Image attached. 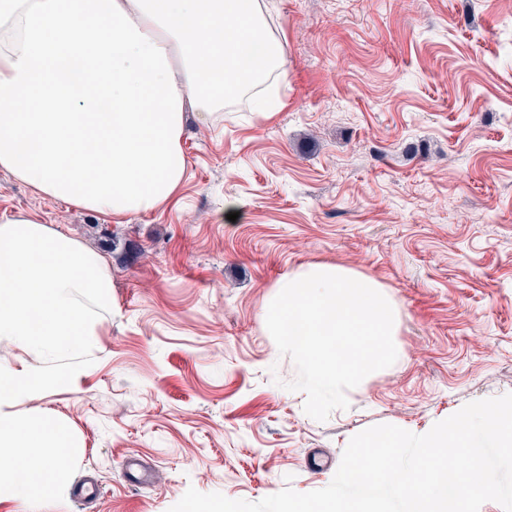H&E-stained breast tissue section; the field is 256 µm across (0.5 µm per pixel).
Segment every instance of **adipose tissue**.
Listing matches in <instances>:
<instances>
[{"label":"adipose tissue","mask_w":512,"mask_h":512,"mask_svg":"<svg viewBox=\"0 0 512 512\" xmlns=\"http://www.w3.org/2000/svg\"><path fill=\"white\" fill-rule=\"evenodd\" d=\"M267 30L265 0H0V170L91 212L154 211L188 123L283 74L275 39L237 66Z\"/></svg>","instance_id":"ef3b65f1"}]
</instances>
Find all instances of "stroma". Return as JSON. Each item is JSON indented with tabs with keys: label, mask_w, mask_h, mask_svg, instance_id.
<instances>
[{
	"label": "stroma",
	"mask_w": 512,
	"mask_h": 512,
	"mask_svg": "<svg viewBox=\"0 0 512 512\" xmlns=\"http://www.w3.org/2000/svg\"><path fill=\"white\" fill-rule=\"evenodd\" d=\"M268 3L287 72L277 105L190 123L172 200L116 221L0 171V215L53 225L112 275L93 364L11 407L77 441L63 501L35 512H168L191 487L306 493L364 429L421 435L512 393V0ZM309 264L397 306L396 362L323 422L287 390L297 370L263 317L275 283ZM87 477L102 488L88 505Z\"/></svg>",
	"instance_id": "1"
}]
</instances>
